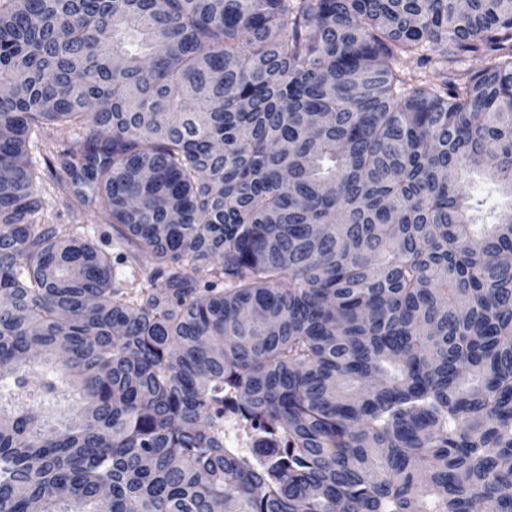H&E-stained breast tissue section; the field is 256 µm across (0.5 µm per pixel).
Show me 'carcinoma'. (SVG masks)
Instances as JSON below:
<instances>
[{
	"instance_id": "obj_1",
	"label": "carcinoma",
	"mask_w": 512,
	"mask_h": 512,
	"mask_svg": "<svg viewBox=\"0 0 512 512\" xmlns=\"http://www.w3.org/2000/svg\"><path fill=\"white\" fill-rule=\"evenodd\" d=\"M1 83L0 512H512V0H0ZM38 138H40V141L38 146H32V154L33 159L38 161L37 166L41 170V191L44 211L47 213L50 222L53 224H95L100 232L109 233L112 236V241H115L117 233L110 224L94 223L91 220V214H83L66 207L64 199L60 197V195L63 197L64 195L58 189H53V183L57 178H65L64 170L61 166L63 161V156H61L62 146L55 144L54 149H52V146L50 147L51 153L47 152L50 164H47L44 160V154L46 153L44 143L50 144V137L40 133ZM37 148H39L40 152L37 151ZM465 178L467 181L466 190L469 196L473 198L472 203L479 201L482 204L469 212L474 224L490 222V218L487 217H489L492 210L499 211L510 203L508 195L485 176L471 173L466 174ZM71 400L51 397L44 401L42 415L48 424H57L70 416Z\"/></svg>"
}]
</instances>
